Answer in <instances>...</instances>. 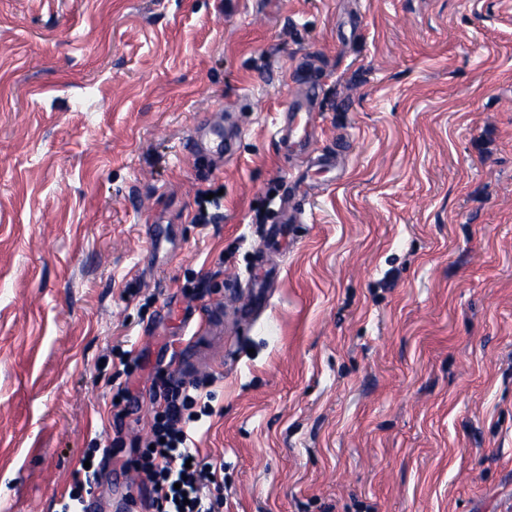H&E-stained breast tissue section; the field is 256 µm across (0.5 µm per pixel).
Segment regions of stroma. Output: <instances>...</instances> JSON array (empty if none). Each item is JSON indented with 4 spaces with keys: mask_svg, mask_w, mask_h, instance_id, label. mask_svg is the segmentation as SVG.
<instances>
[{
    "mask_svg": "<svg viewBox=\"0 0 512 512\" xmlns=\"http://www.w3.org/2000/svg\"><path fill=\"white\" fill-rule=\"evenodd\" d=\"M211 119L221 162L187 147ZM216 303L178 375L210 378L224 512H512V0H0V512H56L108 440L98 512H141L120 466L173 314ZM303 111V107L296 103L294 107L290 109L288 113V128L285 126L280 130L275 132V138L279 144L280 149H283L287 152H291L293 147H296V150L302 151L305 149L307 145L306 131L303 127V134L299 136L296 140L293 139V134L298 131L301 127V116L300 112ZM290 113V114H289Z\"/></svg>",
    "mask_w": 512,
    "mask_h": 512,
    "instance_id": "stroma-1",
    "label": "stroma"
}]
</instances>
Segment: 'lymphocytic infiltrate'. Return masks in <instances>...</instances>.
<instances>
[{
  "instance_id": "f902f5d3",
  "label": "lymphocytic infiltrate",
  "mask_w": 512,
  "mask_h": 512,
  "mask_svg": "<svg viewBox=\"0 0 512 512\" xmlns=\"http://www.w3.org/2000/svg\"><path fill=\"white\" fill-rule=\"evenodd\" d=\"M199 383H186L166 378L162 389L151 391L153 402L159 403L151 431L142 448L136 449L126 463L136 474L138 489L147 512H224V468L194 457L188 444L186 425L210 415V408L195 411ZM110 446L101 454L86 453L90 466L83 476L74 477L69 491L60 500L59 512H78L88 500L110 458Z\"/></svg>"
}]
</instances>
